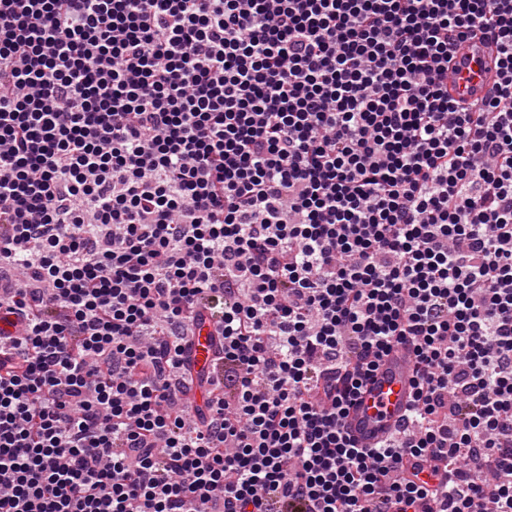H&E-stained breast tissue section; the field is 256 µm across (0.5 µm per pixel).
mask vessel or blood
Listing matches in <instances>:
<instances>
[{"mask_svg": "<svg viewBox=\"0 0 512 512\" xmlns=\"http://www.w3.org/2000/svg\"><path fill=\"white\" fill-rule=\"evenodd\" d=\"M494 42L466 38L458 49L456 62L448 68V94L469 100L487 93L495 81ZM219 348L211 320L194 326L188 340V356L195 371L207 369ZM411 354L394 349L350 406L344 425L359 447L371 448L387 438L402 423L410 404Z\"/></svg>", "mask_w": 512, "mask_h": 512, "instance_id": "obj_1", "label": "vessel or blood"}]
</instances>
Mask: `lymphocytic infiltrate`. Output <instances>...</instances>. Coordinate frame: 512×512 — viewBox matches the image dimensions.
I'll list each match as a JSON object with an SVG mask.
<instances>
[{
	"label": "lymphocytic infiltrate",
	"mask_w": 512,
	"mask_h": 512,
	"mask_svg": "<svg viewBox=\"0 0 512 512\" xmlns=\"http://www.w3.org/2000/svg\"><path fill=\"white\" fill-rule=\"evenodd\" d=\"M0 274V512H512V0H0ZM497 45L491 41L466 38L460 43L456 63L448 67V95L470 100L487 93L495 81ZM219 348L218 336H213L212 320L206 317L193 327L188 340V356L195 372L208 369ZM411 354L398 347L350 406L345 430L359 447L372 448L403 422L410 404Z\"/></svg>",
	"instance_id": "f902f5d3"
}]
</instances>
